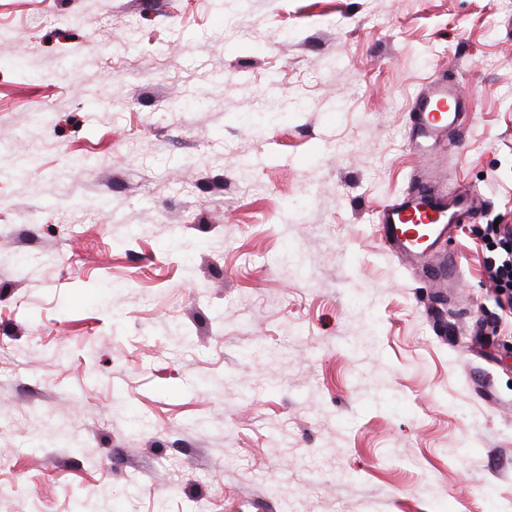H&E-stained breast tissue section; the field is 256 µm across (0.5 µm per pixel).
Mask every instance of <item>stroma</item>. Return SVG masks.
<instances>
[{"instance_id":"obj_1","label":"stroma","mask_w":512,"mask_h":512,"mask_svg":"<svg viewBox=\"0 0 512 512\" xmlns=\"http://www.w3.org/2000/svg\"><path fill=\"white\" fill-rule=\"evenodd\" d=\"M477 112L457 292L385 250ZM512 0H0V512H512ZM473 101L449 85L442 73L428 78L411 112L408 145L418 160L411 171L412 184L374 212L376 233L387 250L411 262L423 263L435 287L448 291L457 286L459 261L454 254L440 253L436 246L451 232L452 222L475 217L482 202L472 190L442 180L427 157L448 136L449 128H460L468 114L475 116ZM501 252L496 258H487L485 270L488 279L496 289L512 288V233L509 230L500 235Z\"/></svg>"}]
</instances>
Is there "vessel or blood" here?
Listing matches in <instances>:
<instances>
[{"mask_svg": "<svg viewBox=\"0 0 512 512\" xmlns=\"http://www.w3.org/2000/svg\"><path fill=\"white\" fill-rule=\"evenodd\" d=\"M475 112L473 100L449 85L442 73L432 74L411 112L409 147L417 157L412 184L374 212L376 232L387 250L424 265L435 287L443 290L456 288L459 261L454 254L439 252L437 244L454 222L475 217L482 202L472 190L442 180L428 154L444 141L449 128L461 127Z\"/></svg>", "mask_w": 512, "mask_h": 512, "instance_id": "b4317fda", "label": "vessel or blood"}]
</instances>
